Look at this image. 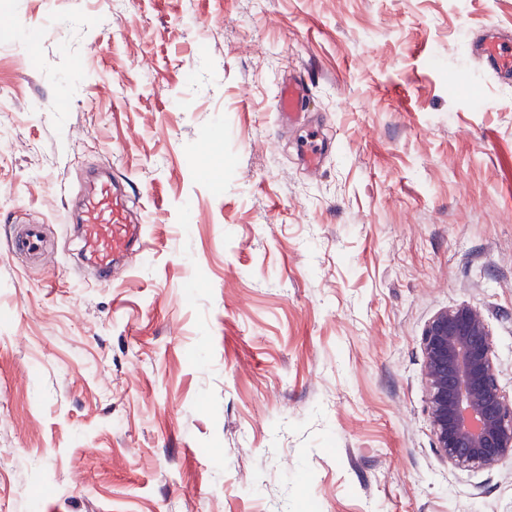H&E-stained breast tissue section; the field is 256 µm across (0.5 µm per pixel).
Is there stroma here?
Instances as JSON below:
<instances>
[{"instance_id": "35a3bbf8", "label": "stroma", "mask_w": 512, "mask_h": 512, "mask_svg": "<svg viewBox=\"0 0 512 512\" xmlns=\"http://www.w3.org/2000/svg\"><path fill=\"white\" fill-rule=\"evenodd\" d=\"M493 26L512 0H0V512H512V470L436 450L420 347L479 307L512 395ZM95 168L150 242L107 284L65 221ZM307 85L299 74L288 77L276 98V120L282 125L298 124L307 111ZM10 250L39 262L48 260V252L42 224H21L10 240Z\"/></svg>"}]
</instances>
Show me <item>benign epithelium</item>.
Masks as SVG:
<instances>
[{
  "label": "benign epithelium",
  "mask_w": 512,
  "mask_h": 512,
  "mask_svg": "<svg viewBox=\"0 0 512 512\" xmlns=\"http://www.w3.org/2000/svg\"><path fill=\"white\" fill-rule=\"evenodd\" d=\"M420 346L426 411L448 465H512V396L497 380L485 314L470 303L440 310L425 325Z\"/></svg>",
  "instance_id": "7a95c632"
}]
</instances>
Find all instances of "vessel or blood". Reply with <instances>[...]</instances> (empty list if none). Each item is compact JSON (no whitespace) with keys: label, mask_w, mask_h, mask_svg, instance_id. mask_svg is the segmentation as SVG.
<instances>
[{"label":"vessel or blood","mask_w":512,"mask_h":512,"mask_svg":"<svg viewBox=\"0 0 512 512\" xmlns=\"http://www.w3.org/2000/svg\"><path fill=\"white\" fill-rule=\"evenodd\" d=\"M512 34L492 28L473 43L475 54L503 82L512 81V53L506 47ZM307 85L301 75H290L276 98V120L283 125L299 123L307 110ZM145 220L130 206L126 193L112 181H101L82 196L80 205V250L99 278L112 276L117 258L129 250H146ZM13 253L44 262L48 259L44 227L23 224L10 240Z\"/></svg>","instance_id":"obj_1"}]
</instances>
